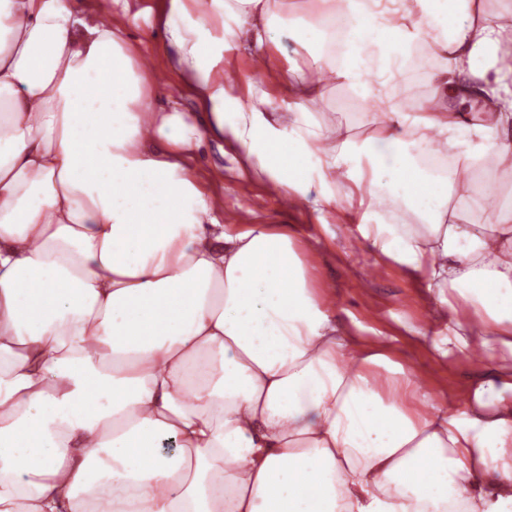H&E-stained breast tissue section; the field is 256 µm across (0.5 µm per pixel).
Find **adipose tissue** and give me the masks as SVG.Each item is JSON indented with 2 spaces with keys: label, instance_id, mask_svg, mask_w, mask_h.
<instances>
[{
  "label": "adipose tissue",
  "instance_id": "ef3b65f1",
  "mask_svg": "<svg viewBox=\"0 0 512 512\" xmlns=\"http://www.w3.org/2000/svg\"><path fill=\"white\" fill-rule=\"evenodd\" d=\"M336 1L300 27L168 0L162 45L245 177L320 214L356 201L361 242L464 300L452 342L512 357V203L473 211L476 177L512 172V109L459 111L512 97V0ZM135 22L0 0V512H512V364L415 410L414 370L339 330L292 232L220 223ZM285 35L312 64L282 72L283 119L242 106L224 47ZM330 82L379 103V138L313 122Z\"/></svg>",
  "mask_w": 512,
  "mask_h": 512
}]
</instances>
